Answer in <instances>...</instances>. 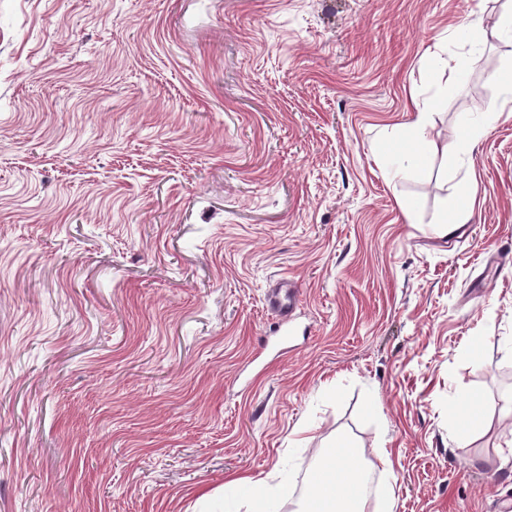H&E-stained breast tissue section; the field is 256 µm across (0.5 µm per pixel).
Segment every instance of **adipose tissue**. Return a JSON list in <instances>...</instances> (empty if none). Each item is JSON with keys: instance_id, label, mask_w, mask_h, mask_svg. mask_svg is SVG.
Listing matches in <instances>:
<instances>
[{"instance_id": "1", "label": "adipose tissue", "mask_w": 512, "mask_h": 512, "mask_svg": "<svg viewBox=\"0 0 512 512\" xmlns=\"http://www.w3.org/2000/svg\"><path fill=\"white\" fill-rule=\"evenodd\" d=\"M379 466L390 469L387 456H380ZM375 465V466H378ZM375 466L367 464L360 450L343 434L334 444L322 449L310 478L312 492L295 498L290 481L268 484L247 476L238 477V484L247 486L256 500L296 499V512H366L370 497H377L385 505L384 512H393L394 491L390 482L372 485Z\"/></svg>"}]
</instances>
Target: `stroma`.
Returning <instances> with one entry per match:
<instances>
[{
  "label": "stroma",
  "instance_id": "35a3bbf8",
  "mask_svg": "<svg viewBox=\"0 0 512 512\" xmlns=\"http://www.w3.org/2000/svg\"><path fill=\"white\" fill-rule=\"evenodd\" d=\"M510 39L512 0H0V512H258L230 475L303 494L340 433L394 512H512ZM445 208L447 212V220L443 224H446V232L452 233L458 228L457 224H463L462 220H464L466 213L469 212L470 207L468 198L463 193L450 196L446 200ZM448 214L451 218V222L449 224ZM463 436H469L483 427V419L476 403L468 398L455 417Z\"/></svg>",
  "mask_w": 512,
  "mask_h": 512
}]
</instances>
